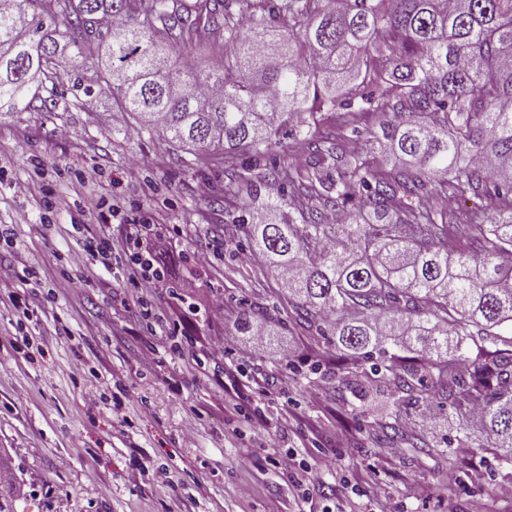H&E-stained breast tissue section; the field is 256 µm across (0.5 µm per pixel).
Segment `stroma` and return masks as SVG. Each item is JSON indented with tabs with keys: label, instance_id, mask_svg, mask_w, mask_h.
Listing matches in <instances>:
<instances>
[{
	"label": "stroma",
	"instance_id": "1",
	"mask_svg": "<svg viewBox=\"0 0 512 512\" xmlns=\"http://www.w3.org/2000/svg\"><path fill=\"white\" fill-rule=\"evenodd\" d=\"M315 122L383 167L361 138L381 114L320 112ZM61 126L70 139L57 137ZM90 166L100 180L79 183L74 170ZM229 175L141 129L105 94L89 105L46 84L30 110L0 114V223L17 241L0 248V290L33 312L32 344L19 351L9 337L22 313L0 304V449L22 485L18 512H377L379 489L396 512H473L478 501L512 512V464L476 417L413 406L370 382L358 398L321 372L324 338L295 321L287 288L228 221ZM49 190L57 210L45 224ZM90 196L121 214L108 226L86 220L77 205ZM137 203L172 233L177 273L138 303L128 297L124 214ZM92 232L111 237V269L86 250ZM218 243L219 256L198 266L195 252ZM25 268L39 288L13 279ZM64 270L73 286L50 298ZM215 305L222 321L208 315ZM249 307L268 309L271 347L255 349L235 329ZM206 335L222 337V352L194 347ZM395 423L404 434L392 443ZM290 452L303 466H283Z\"/></svg>",
	"mask_w": 512,
	"mask_h": 512
}]
</instances>
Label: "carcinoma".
Listing matches in <instances>:
<instances>
[{"label":"carcinoma","mask_w":512,"mask_h":512,"mask_svg":"<svg viewBox=\"0 0 512 512\" xmlns=\"http://www.w3.org/2000/svg\"><path fill=\"white\" fill-rule=\"evenodd\" d=\"M240 4L0 0V112L30 109L64 73L73 97L110 94L145 129L233 170L296 117L289 135L312 148L314 173L267 168L266 202L232 223L275 274L291 272L295 318L334 348L343 385L370 373L417 402L477 407L512 463V207L450 208L512 204V0H268L259 16ZM203 23L224 29L209 70L185 55ZM372 73L396 95L357 96ZM338 109L385 113L368 142L398 166L380 171L308 129ZM314 200L345 222L305 216ZM265 318L246 312L238 329ZM19 496V483L0 485V512Z\"/></svg>","instance_id":"cac0c4a2"}]
</instances>
